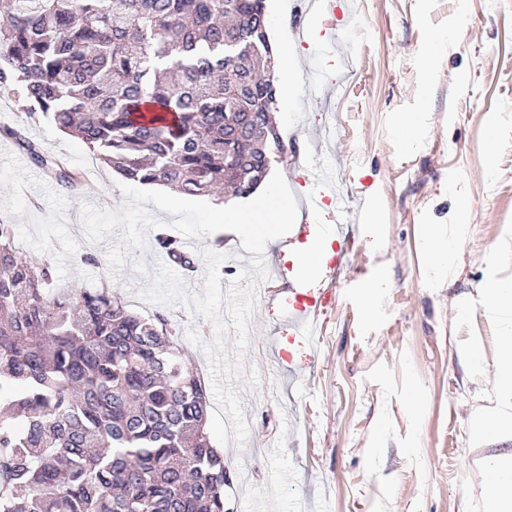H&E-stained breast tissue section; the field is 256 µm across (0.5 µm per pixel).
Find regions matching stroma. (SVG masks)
Returning <instances> with one entry per match:
<instances>
[{"label": "stroma", "instance_id": "1", "mask_svg": "<svg viewBox=\"0 0 512 512\" xmlns=\"http://www.w3.org/2000/svg\"><path fill=\"white\" fill-rule=\"evenodd\" d=\"M289 0H267L273 48L295 50L298 85L278 90L274 116L285 151L274 167L301 194L304 167L340 171L369 219L350 248L343 288L312 342L289 351L290 380L268 361L270 330L287 335L265 301L250 324L246 368L260 378L241 392L252 419L247 447L261 452L247 479L230 476L237 512H484L485 463L512 448V433L478 435L471 416L491 396L499 326L482 288L512 279V0H336L339 18L309 19L295 34ZM336 24L342 50L323 62L316 40ZM440 34L429 46L430 34ZM318 67L333 92L309 76ZM322 82V83H323ZM419 113L405 145L399 119ZM334 124L325 156L307 133ZM24 130L45 152L87 173L89 192L56 183L0 135V221L17 227L24 257L52 254L56 284L110 287L144 316L164 313L204 385L209 364L187 338L213 327L181 304L156 307L135 293L148 276L124 267L112 280L106 243L86 240L79 208L124 202L122 177L45 118L32 119L0 85V127ZM500 146L489 152L488 138ZM459 237L457 253L431 268L430 231ZM481 349L483 369L469 363Z\"/></svg>", "mask_w": 512, "mask_h": 512}]
</instances>
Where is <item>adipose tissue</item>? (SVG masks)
<instances>
[{
	"instance_id": "ef3b65f1",
	"label": "adipose tissue",
	"mask_w": 512,
	"mask_h": 512,
	"mask_svg": "<svg viewBox=\"0 0 512 512\" xmlns=\"http://www.w3.org/2000/svg\"><path fill=\"white\" fill-rule=\"evenodd\" d=\"M484 296L498 312L502 327L498 358L491 371L494 396L474 417L478 433H498L512 427V281L493 278ZM491 481L485 496V512H512V451L491 458L487 463Z\"/></svg>"
}]
</instances>
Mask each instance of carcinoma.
I'll return each instance as SVG.
<instances>
[{"label":"carcinoma","instance_id":"carcinoma-1","mask_svg":"<svg viewBox=\"0 0 512 512\" xmlns=\"http://www.w3.org/2000/svg\"><path fill=\"white\" fill-rule=\"evenodd\" d=\"M264 17L265 0H0V84L128 181L247 198L282 147ZM0 133L55 181L81 178ZM16 240L1 222L0 512H224L208 397L169 319L52 287V259Z\"/></svg>","mask_w":512,"mask_h":512}]
</instances>
